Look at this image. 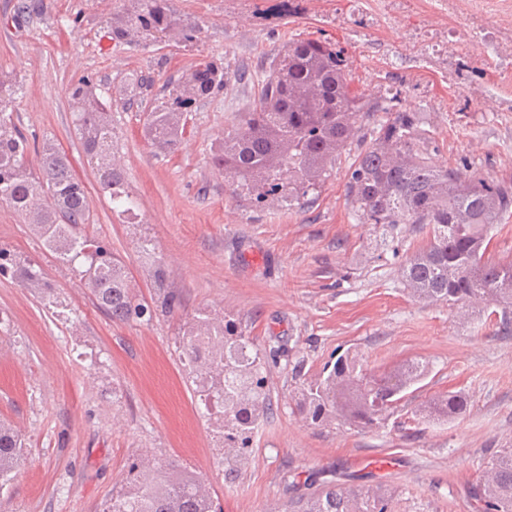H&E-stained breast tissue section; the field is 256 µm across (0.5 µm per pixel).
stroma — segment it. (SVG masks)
I'll return each instance as SVG.
<instances>
[{
  "instance_id": "stroma-1",
  "label": "stroma",
  "mask_w": 512,
  "mask_h": 512,
  "mask_svg": "<svg viewBox=\"0 0 512 512\" xmlns=\"http://www.w3.org/2000/svg\"><path fill=\"white\" fill-rule=\"evenodd\" d=\"M18 2L0 0V67L22 85L16 122L67 154L88 191L91 237L123 262L153 315L119 321L98 310L78 275L0 203V247L39 266L58 301L49 310L0 275V419L26 443L0 512H109L142 463L197 473L221 512H274L330 481L385 490L394 512H478L465 483L512 448V335H498L492 304L465 311L414 295L402 268L426 235L359 220L344 191L357 146L302 208L255 202L213 167L211 151L282 46L320 39L342 51L359 93L423 114L438 164L512 181V0H171L200 27L191 47L113 46L103 25L124 0H49L47 12L7 23ZM202 60L224 65L229 81L188 113L174 153H156L145 114ZM86 74L112 97L134 224L113 212L74 131L66 87ZM136 74L153 86L130 107ZM158 259L160 284L150 278ZM169 293L179 299L170 313ZM203 314L235 321L265 356L270 408L233 483L221 423L199 405L180 348L186 323ZM347 351L381 370L418 359L430 373L382 427L309 424L296 410L300 388ZM451 391L469 398L465 418L417 416Z\"/></svg>"
}]
</instances>
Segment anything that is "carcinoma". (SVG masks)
I'll use <instances>...</instances> for the list:
<instances>
[{
    "mask_svg": "<svg viewBox=\"0 0 512 512\" xmlns=\"http://www.w3.org/2000/svg\"><path fill=\"white\" fill-rule=\"evenodd\" d=\"M110 15L105 37L118 47L138 34L147 45L178 37L190 46L196 23L178 16L170 0H126ZM46 0H20L14 17L41 14ZM228 81L225 68L201 61L177 82L168 98L146 113L144 133L160 152L174 151L185 130L183 114L212 97ZM21 85L0 71V203L10 205L57 258L78 273L93 302L115 320L141 319L149 306L136 300L127 274L112 251L87 233L93 223L85 185L54 139L30 144L13 118ZM74 127L86 162L112 210L135 223V204L120 167L112 158V105L101 84L81 76L68 87ZM384 113L371 129V142L349 167L345 192L364 224L393 228L429 226L426 248L407 259L403 278L421 299L464 308L491 301L500 309L499 331L512 332V264L484 261L490 233L512 211V183L494 181L466 164L433 163L422 115L367 100L351 86L347 63L329 41L294 39L284 45L258 82L257 100L236 113L231 129L211 153L212 165L237 186L264 202L282 198L290 206L308 200L328 165L350 144L365 121ZM9 268L24 288L55 304L40 268L0 250V273ZM183 355L196 375L197 393L217 409L224 428V478L233 481L252 447L257 422L268 409L264 356L245 340L232 320L197 318L184 330ZM428 366L408 361L388 371L368 368L357 356H339L301 390L297 410L312 425L341 417L357 427H379L403 392L421 382ZM468 408L460 392L431 402L428 415L442 421L462 417ZM24 451L19 431L0 421V488L19 467ZM202 481L173 467L132 471L125 491L112 498V512H215ZM467 497L481 512H512V448H504L465 484ZM282 512H393L392 496L329 482L300 496Z\"/></svg>",
    "mask_w": 512,
    "mask_h": 512,
    "instance_id": "1",
    "label": "carcinoma"
}]
</instances>
